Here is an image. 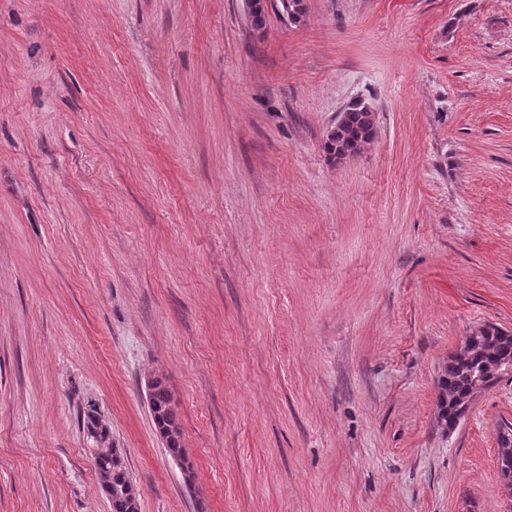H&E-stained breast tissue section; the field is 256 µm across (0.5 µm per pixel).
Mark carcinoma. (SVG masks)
<instances>
[{"label": "carcinoma", "mask_w": 512, "mask_h": 512, "mask_svg": "<svg viewBox=\"0 0 512 512\" xmlns=\"http://www.w3.org/2000/svg\"><path fill=\"white\" fill-rule=\"evenodd\" d=\"M282 14L306 16L305 0H279ZM264 0H252L251 26L260 30L265 24ZM375 136V114L362 101L349 104L330 129L324 149L329 157L354 156ZM512 368V332L486 324L464 337L462 345L442 366L437 378V424L443 432L453 430L473 399L495 385ZM149 409L160 436L172 455L182 453L181 429L177 407L171 405V392L165 383L154 379ZM83 431L98 448L93 457L102 488L109 491L112 512H139L140 492L130 477L122 450L112 444L109 424L96 406L87 404L83 412ZM498 469L502 480L512 477V424L500 427Z\"/></svg>", "instance_id": "cac0c4a2"}]
</instances>
